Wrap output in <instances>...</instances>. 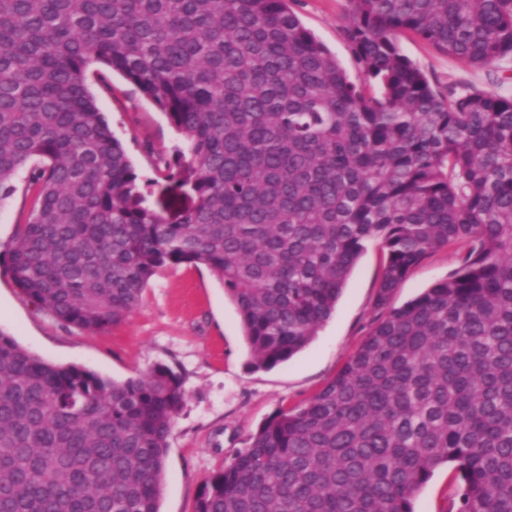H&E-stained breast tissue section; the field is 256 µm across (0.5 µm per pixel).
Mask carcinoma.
<instances>
[{
  "label": "carcinoma",
  "instance_id": "1",
  "mask_svg": "<svg viewBox=\"0 0 512 512\" xmlns=\"http://www.w3.org/2000/svg\"><path fill=\"white\" fill-rule=\"evenodd\" d=\"M353 80L288 0H0V203L27 171L14 286L82 331L128 318L157 272L203 264L255 369L305 348L376 242L383 315L341 372L264 421L195 512H415L448 465L445 512H512V96L436 91L410 33L480 68L512 57V0H349ZM136 85L182 139L176 214L90 90ZM460 267L401 307L428 254ZM184 379L117 382L0 330V512H160Z\"/></svg>",
  "mask_w": 512,
  "mask_h": 512
}]
</instances>
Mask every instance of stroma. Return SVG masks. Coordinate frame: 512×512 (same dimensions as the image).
Listing matches in <instances>:
<instances>
[{
  "label": "stroma",
  "instance_id": "stroma-1",
  "mask_svg": "<svg viewBox=\"0 0 512 512\" xmlns=\"http://www.w3.org/2000/svg\"><path fill=\"white\" fill-rule=\"evenodd\" d=\"M289 5L347 72L356 74L341 33L347 0H289ZM400 45L440 90L463 86L512 94L510 56L488 70L463 65L408 35L401 36ZM92 91L143 180L148 204L168 211L188 206L185 188L167 178L158 162L181 145L162 112L115 73L104 72ZM25 188V181H18L14 197L0 206V330L45 361L80 365L116 381L158 363L182 374L186 402L169 438L160 512H194L210 474L230 463L267 418L305 403L334 379L377 321L374 301L383 256L372 245L314 340L272 369L251 366L236 308L201 264L162 268L139 308L121 324L103 332L78 330L37 311L11 279L8 249L26 222ZM462 253L453 245L422 259L394 291L391 306L404 305L448 276ZM455 487L452 469L438 468L420 491L416 512H445Z\"/></svg>",
  "mask_w": 512,
  "mask_h": 512
}]
</instances>
